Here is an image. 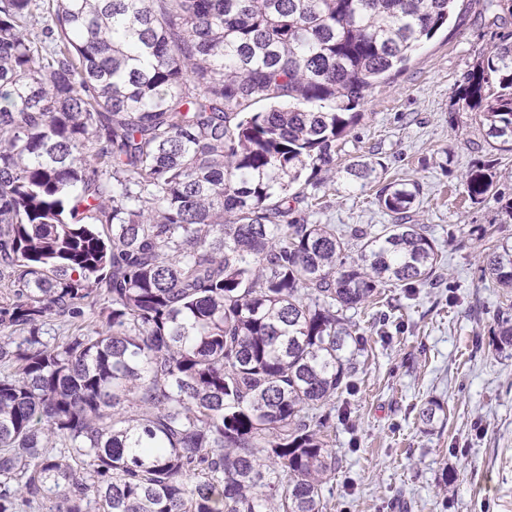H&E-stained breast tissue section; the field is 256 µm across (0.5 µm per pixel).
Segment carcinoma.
<instances>
[{"label": "carcinoma", "mask_w": 512, "mask_h": 512, "mask_svg": "<svg viewBox=\"0 0 512 512\" xmlns=\"http://www.w3.org/2000/svg\"><path fill=\"white\" fill-rule=\"evenodd\" d=\"M455 2L0 0V512H325L343 312L441 255L408 223L415 181L379 190L394 222L373 235L290 201L318 200L356 108ZM458 103L512 151V45ZM492 186L465 176L475 203ZM480 272L512 288V245Z\"/></svg>", "instance_id": "cac0c4a2"}]
</instances>
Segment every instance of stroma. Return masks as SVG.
I'll return each instance as SVG.
<instances>
[{
    "label": "stroma",
    "instance_id": "1",
    "mask_svg": "<svg viewBox=\"0 0 512 512\" xmlns=\"http://www.w3.org/2000/svg\"><path fill=\"white\" fill-rule=\"evenodd\" d=\"M505 42L512 0H459L448 27L368 94L339 143L337 168L372 157L387 167L381 182L360 189L327 174L317 206L295 208L312 224L374 232L392 221L377 202L381 183L412 179L420 194L411 218L442 252L436 286L383 288L346 313L363 351L355 389L334 401L328 434L339 468L324 491L327 512H512V352L497 351L495 336L512 290L479 271L490 242L482 227L512 243V152L491 150L479 116L456 102L480 58ZM480 163L493 190L474 203L463 178ZM429 399L448 413L431 431L418 420Z\"/></svg>",
    "mask_w": 512,
    "mask_h": 512
}]
</instances>
